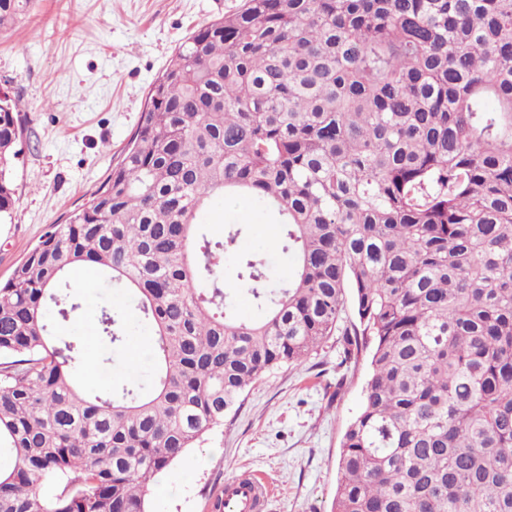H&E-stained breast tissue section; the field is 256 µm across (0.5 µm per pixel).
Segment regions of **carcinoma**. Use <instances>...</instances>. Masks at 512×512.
Here are the masks:
<instances>
[{
    "instance_id": "cac0c4a2",
    "label": "carcinoma",
    "mask_w": 512,
    "mask_h": 512,
    "mask_svg": "<svg viewBox=\"0 0 512 512\" xmlns=\"http://www.w3.org/2000/svg\"><path fill=\"white\" fill-rule=\"evenodd\" d=\"M34 2L0 0V30ZM22 133L1 92V224ZM236 193L295 262L276 283L236 255L252 320L221 263L248 225L201 222ZM83 263L152 324L148 383L77 381L47 309L79 315ZM333 336L370 372L331 512H512V0H244L195 29L106 179L0 282V512H148L158 473Z\"/></svg>"
}]
</instances>
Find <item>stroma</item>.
Wrapping results in <instances>:
<instances>
[{
	"mask_svg": "<svg viewBox=\"0 0 512 512\" xmlns=\"http://www.w3.org/2000/svg\"><path fill=\"white\" fill-rule=\"evenodd\" d=\"M242 0H36L29 15L0 32V91L18 101L25 118L20 155L11 171L12 221L0 224V282L63 223L106 178L134 133L152 82L175 49L199 25L234 12ZM208 230L245 222L239 248L270 255L273 274L287 278L291 262L275 250L279 234L269 214L243 198H219ZM70 283L83 315L64 325L79 342L80 384L101 391L120 380L142 381L154 339L131 295L105 285L97 267ZM124 312L128 348L103 365L108 349L97 315ZM329 340L299 366L285 365L245 393L224 424L203 436L151 486L150 512H207L225 478L251 470L274 482L267 512H330L338 482L340 442L362 405L369 354L341 361ZM342 392H335L338 378Z\"/></svg>",
	"mask_w": 512,
	"mask_h": 512,
	"instance_id": "1",
	"label": "stroma"
}]
</instances>
